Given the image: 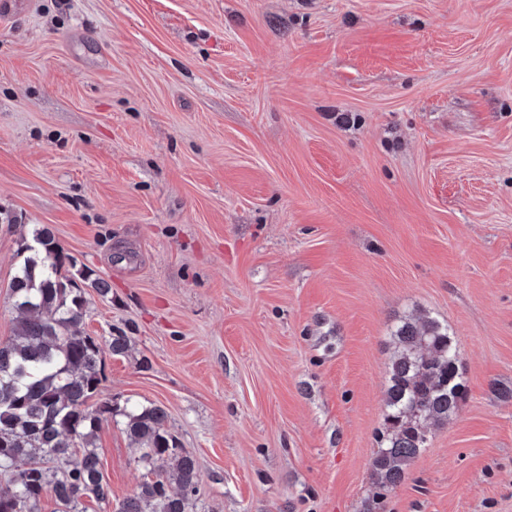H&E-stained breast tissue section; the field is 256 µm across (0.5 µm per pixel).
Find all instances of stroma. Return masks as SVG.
Segmentation results:
<instances>
[{
  "label": "stroma",
  "instance_id": "1",
  "mask_svg": "<svg viewBox=\"0 0 512 512\" xmlns=\"http://www.w3.org/2000/svg\"><path fill=\"white\" fill-rule=\"evenodd\" d=\"M0 344L27 226L112 286L97 432L197 460L192 512H512V0H24L0 19ZM447 325L466 393L384 501L390 334Z\"/></svg>",
  "mask_w": 512,
  "mask_h": 512
}]
</instances>
